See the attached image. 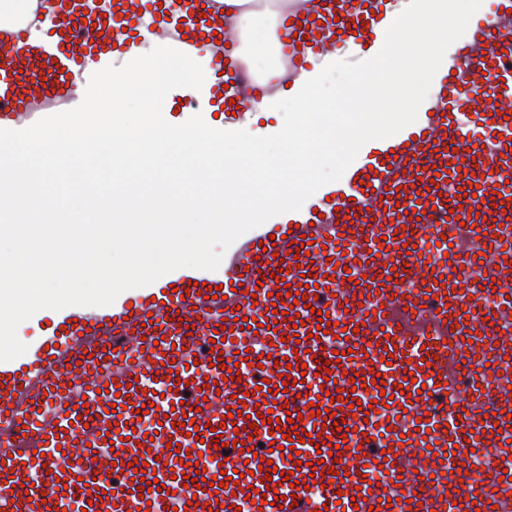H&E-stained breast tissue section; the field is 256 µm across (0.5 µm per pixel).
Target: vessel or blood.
I'll use <instances>...</instances> for the list:
<instances>
[{
    "label": "vessel or blood",
    "instance_id": "b4317fda",
    "mask_svg": "<svg viewBox=\"0 0 512 512\" xmlns=\"http://www.w3.org/2000/svg\"><path fill=\"white\" fill-rule=\"evenodd\" d=\"M312 2L310 15H291L282 28L292 64L302 65L323 39L385 52L382 22L397 0ZM223 7L224 0H32L25 17L0 11V142L34 140L91 111L78 87L165 30L201 71L194 91L172 92L180 116L223 133L215 115L238 96V70L212 40L224 30ZM448 67L433 113L361 149L336 184L287 215L253 225L225 252L222 270L175 267L91 309L61 303L38 345L0 357V424L12 435L0 443V504L10 512H235L256 488L268 501L251 512H475L474 480L461 460L491 448L485 479L509 491L495 512H512V481L503 477L512 472V369L496 364L512 357V331L462 343L477 325L467 322L459 290L464 268L480 262L512 284V119L473 107L478 96L512 94V0H496L489 19L470 25ZM419 223L430 242L456 236L461 247L448 248L442 262L412 254ZM304 234L313 243L300 257L295 243ZM492 238L500 253H487ZM339 258L345 268L335 267ZM234 283L240 291H231ZM217 286L222 296L211 298ZM286 289L306 293V302L274 314L273 296ZM321 311L332 322L326 332L317 328ZM245 317L259 330L243 328ZM214 352L222 366L210 365ZM462 353L482 370L466 407L454 387ZM321 358L331 380L317 373ZM77 359L89 375L74 387L67 366ZM233 365L241 381L231 380ZM358 375L370 387H353ZM333 391L340 400H330ZM145 403L148 413L138 416ZM313 403L321 415L311 416ZM288 414L294 422H285ZM334 417L347 434L331 426ZM144 421L153 438L141 437ZM320 423L321 454L313 443ZM301 431L310 441L289 443ZM247 440L257 452L241 449ZM288 445L299 460L282 457ZM184 449L199 454L198 467L182 463ZM384 457L389 480L380 487L363 472ZM134 460L147 462L146 480L164 491L137 495ZM199 467L209 479L223 470L242 478L200 492L184 484ZM331 470L344 480L326 483ZM418 474L435 478L423 505L402 498L399 487ZM309 478L317 491L305 490ZM278 493L284 500L272 505Z\"/></svg>",
    "mask_w": 512,
    "mask_h": 512
}]
</instances>
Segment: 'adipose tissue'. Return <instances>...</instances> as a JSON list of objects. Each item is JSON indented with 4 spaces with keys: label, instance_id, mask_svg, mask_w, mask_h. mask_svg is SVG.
I'll return each mask as SVG.
<instances>
[{
    "label": "adipose tissue",
    "instance_id": "1",
    "mask_svg": "<svg viewBox=\"0 0 512 512\" xmlns=\"http://www.w3.org/2000/svg\"><path fill=\"white\" fill-rule=\"evenodd\" d=\"M224 8L228 26L238 34L235 57L263 80L278 77L273 59L282 50L279 26L291 11V0H224ZM475 12L473 0H408L386 20L385 53L363 60L354 85L324 95V83L342 56L308 54L289 85H278L229 120L220 136L169 123V87L194 90L198 64L168 38L141 43L93 88L91 98L104 111L102 121L92 123L79 114L66 126L48 128L38 140L0 146V217L24 232L5 258L11 267L37 264L26 247L32 238L73 249L69 236L46 233L47 225L60 221L59 204L47 189L99 171L107 176L108 191L95 206L97 221L164 225L158 257L150 260L139 248L128 249L103 281L59 278L28 286L14 279L0 289V300L8 301L14 317L25 320L56 307L67 289L79 290L93 304L131 287L134 277H159L188 258L206 267L221 264V256L210 248L213 240L223 238L232 225L262 223L295 207L320 186L322 171L345 166L359 128L380 138L392 134L396 123H409L413 113L427 111L447 62L435 47L448 38L452 25L466 24ZM389 77L400 83L390 117L370 109L342 127H316L312 117L317 111L336 112L349 98L375 104ZM287 102L307 114L296 134L281 129L269 137L248 135L255 113L280 111ZM175 169L190 175L195 191L174 190L170 173ZM141 172L151 175L145 190L138 185Z\"/></svg>",
    "mask_w": 512,
    "mask_h": 512
}]
</instances>
